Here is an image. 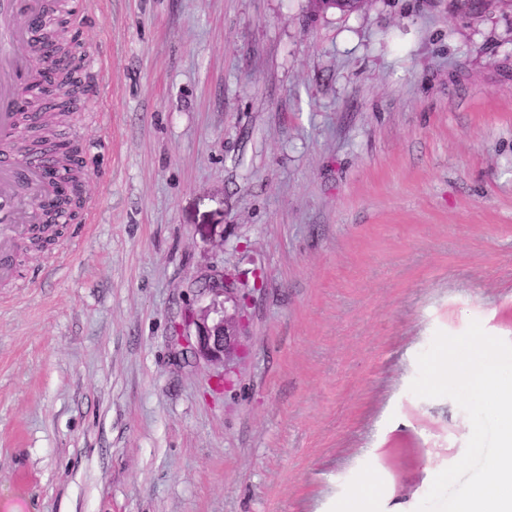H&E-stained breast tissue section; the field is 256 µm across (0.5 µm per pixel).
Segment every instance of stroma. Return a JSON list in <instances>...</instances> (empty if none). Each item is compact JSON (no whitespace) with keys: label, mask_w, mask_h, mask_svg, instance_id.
<instances>
[{"label":"stroma","mask_w":512,"mask_h":512,"mask_svg":"<svg viewBox=\"0 0 512 512\" xmlns=\"http://www.w3.org/2000/svg\"><path fill=\"white\" fill-rule=\"evenodd\" d=\"M95 223L0 285V512H415L512 341V0H68ZM236 286L229 365L184 354Z\"/></svg>","instance_id":"35a3bbf8"}]
</instances>
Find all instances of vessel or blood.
Instances as JSON below:
<instances>
[{"mask_svg": "<svg viewBox=\"0 0 512 512\" xmlns=\"http://www.w3.org/2000/svg\"><path fill=\"white\" fill-rule=\"evenodd\" d=\"M41 0H0V281L10 279L19 226H34L36 211L30 197L48 189L42 174L46 154L20 160L18 130L41 123L44 112H21L18 102L37 75L30 67L32 24L42 18Z\"/></svg>", "mask_w": 512, "mask_h": 512, "instance_id": "b4317fda", "label": "vessel or blood"}]
</instances>
